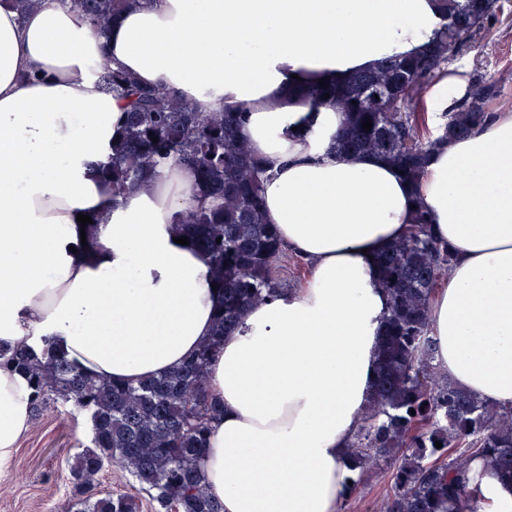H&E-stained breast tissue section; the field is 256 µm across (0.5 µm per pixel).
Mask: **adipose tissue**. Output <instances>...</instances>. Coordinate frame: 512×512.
I'll return each instance as SVG.
<instances>
[{
    "label": "adipose tissue",
    "mask_w": 512,
    "mask_h": 512,
    "mask_svg": "<svg viewBox=\"0 0 512 512\" xmlns=\"http://www.w3.org/2000/svg\"><path fill=\"white\" fill-rule=\"evenodd\" d=\"M441 23L432 0H155L101 36L60 0L0 7V340L38 351L48 337L86 374L135 383L211 334L209 265L176 242L202 203L188 172L160 167L116 199L97 169L125 109L102 75L120 68L202 112L245 109L273 167L265 217L309 264L210 365L224 413L201 466L224 512H336L388 309L376 258L407 233L413 197L455 257L431 303L435 359L512 404V113L433 151L413 189L375 156L337 152L342 112L293 92L418 53ZM30 425L25 377L0 369V462Z\"/></svg>",
    "instance_id": "obj_1"
}]
</instances>
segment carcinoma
<instances>
[{
	"label": "carcinoma",
	"mask_w": 512,
	"mask_h": 512,
	"mask_svg": "<svg viewBox=\"0 0 512 512\" xmlns=\"http://www.w3.org/2000/svg\"><path fill=\"white\" fill-rule=\"evenodd\" d=\"M62 2L103 32L125 9L153 0ZM434 4L443 23L425 50L325 88L301 90L312 108L334 102L344 113L337 151L376 154L404 171L412 187L424 173L429 151L483 125L491 116L490 101L500 93L496 83L476 79L443 113L442 134L422 138L417 104L423 88L467 38L486 28L497 9V0ZM102 79L106 90L129 99L112 157L102 167L112 199L149 181L168 163L187 170L192 192L210 199L209 205L186 212L181 229L206 257L220 296L213 333L178 367L138 383L100 381L62 352L48 348L39 359L2 342L0 368L26 375L32 416L64 405L88 420L89 444L70 465L68 512H140L137 497L100 489V474L112 466L139 484L154 512H224L201 468L208 435L224 413L221 401L208 394L206 377L225 333L239 326L247 309L287 291L276 275L278 263L287 259L286 247L263 211L268 167L244 137V110L198 112L118 69H106ZM367 118L369 131L362 128ZM452 263L448 246L431 232L428 210L417 201L408 234L380 256L379 285L389 307L378 346L377 383L348 445L351 493L377 461L392 460V492L380 512H478L468 478L475 463L512 483V406L460 389L435 363L431 301Z\"/></svg>",
	"instance_id": "1"
}]
</instances>
